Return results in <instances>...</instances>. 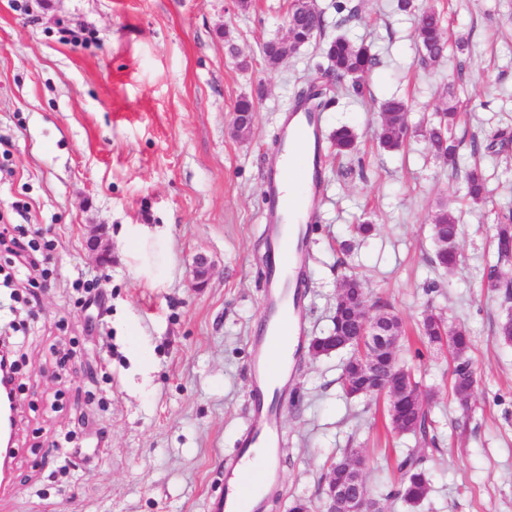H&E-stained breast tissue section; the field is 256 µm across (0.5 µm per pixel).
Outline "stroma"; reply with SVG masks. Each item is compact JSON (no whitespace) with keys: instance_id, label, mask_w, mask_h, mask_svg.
I'll return each mask as SVG.
<instances>
[{"instance_id":"35a3bbf8","label":"stroma","mask_w":512,"mask_h":512,"mask_svg":"<svg viewBox=\"0 0 512 512\" xmlns=\"http://www.w3.org/2000/svg\"><path fill=\"white\" fill-rule=\"evenodd\" d=\"M290 0H0V236L36 224L53 241L50 285L17 270L0 246V304L23 341L20 430L0 512H205L220 493L250 406L249 365L260 346L264 299L263 183L299 90L323 95L322 135L349 124L358 152L324 143L322 190L305 253L300 352L282 389L279 480L262 512L293 497L314 512L325 474L356 449L384 512H512V343L496 333L499 296L483 283L496 256L491 207L512 206V0H437L464 53L422 63L413 14L391 0H315L324 35L372 43L381 64L325 85L315 45L268 67L263 45L287 35ZM355 19H348V10ZM455 89L465 138L496 143L483 155L490 207L465 206L460 179L428 153L436 106ZM404 98L411 135L380 149L379 104ZM255 100L249 135L233 108ZM463 211L462 262L433 261L440 203ZM374 227L366 238L353 227ZM103 225L112 264L87 248ZM213 274L195 287L192 259ZM369 286L368 302L403 321L401 363L430 399L436 450L418 506L388 499L397 456L413 435L391 430L385 401L346 398L345 353L314 356L343 278ZM466 327L478 385L462 415L445 350L422 346L426 310Z\"/></svg>"}]
</instances>
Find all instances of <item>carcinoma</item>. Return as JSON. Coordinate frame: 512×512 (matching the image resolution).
I'll list each match as a JSON object with an SVG mask.
<instances>
[{
	"label": "carcinoma",
	"instance_id": "cac0c4a2",
	"mask_svg": "<svg viewBox=\"0 0 512 512\" xmlns=\"http://www.w3.org/2000/svg\"><path fill=\"white\" fill-rule=\"evenodd\" d=\"M290 11L296 14L295 22L288 28V38L285 40L269 41L263 45V57L269 66L279 65L285 58L297 52L302 46L312 42L318 45L329 61V72L336 76V81L352 78L351 88L357 95L363 93L360 79L380 65L378 54L373 51L372 44L353 43L343 36H337L328 41H318L314 29H324V24L313 19L310 12H300L298 4L293 3ZM414 38L422 59L438 61L447 53L466 50L468 42L462 37L452 38L446 25L445 17L438 7L431 3L426 15H417L414 23ZM236 117L237 133L241 136L250 132L254 121L256 104L249 98H242L237 103ZM382 115L378 132L379 146L387 151L400 149L406 141L405 132L408 129V105L397 96L385 99L380 105ZM459 121L457 104L453 93H448V104L436 111V116L424 135L428 152L443 164L456 168L458 151L462 140L457 137L456 129ZM336 154L347 155L356 150L357 135L348 126L337 128L331 136ZM464 197L475 207H484L490 199L489 176L486 171L476 165L468 169L464 176ZM462 213L442 207L432 216V237L436 244L434 262L440 266L451 268L462 259L459 251ZM494 241L496 245L497 262L490 267L494 282L485 284L491 291L499 293L503 302H509L508 290L512 287L509 272L504 266L512 259L509 256L508 241L512 238V207H501L495 211ZM361 293L358 292V279L347 276L343 279L336 298L335 313L332 320L331 333L344 338L354 335V313L359 305ZM420 334L430 347L442 344L443 339L454 343L455 358L450 373L449 391L459 407L467 412L472 407L474 393L471 389L472 360L469 355L470 338L465 326L452 325L445 319L428 311L424 314ZM355 350L348 348V357L343 365L341 374L342 390L346 397H354V392L366 387H376L380 384L382 374L389 363L400 365L398 354L383 352L376 355V371L366 373L361 364L354 362ZM390 425L393 430L411 434L415 437V447L398 460L397 472L399 478L391 496L409 505L421 503L429 494L430 478L425 463L433 449L434 443L430 436L433 423L428 409H420L411 413L401 414L398 410L387 409Z\"/></svg>",
	"mask_w": 512,
	"mask_h": 512
}]
</instances>
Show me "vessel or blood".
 I'll return each instance as SVG.
<instances>
[{
  "label": "vessel or blood",
  "instance_id": "1",
  "mask_svg": "<svg viewBox=\"0 0 512 512\" xmlns=\"http://www.w3.org/2000/svg\"><path fill=\"white\" fill-rule=\"evenodd\" d=\"M278 157L286 165L270 174L264 194L266 221L272 226L269 247L273 267L265 297L264 330L268 347L289 357L295 351L296 336L303 332L296 290L304 275V247L314 218L308 196L320 189L322 145L316 113L299 108L287 114ZM292 170L304 187L302 193L290 188L288 173ZM251 375L252 406L238 459L225 465L224 489L208 501L207 512H256L253 496L244 492L240 465L251 458L253 449L273 454L280 445V412L268 402L269 395L279 388L277 377L263 357L253 361Z\"/></svg>",
  "mask_w": 512,
  "mask_h": 512
}]
</instances>
